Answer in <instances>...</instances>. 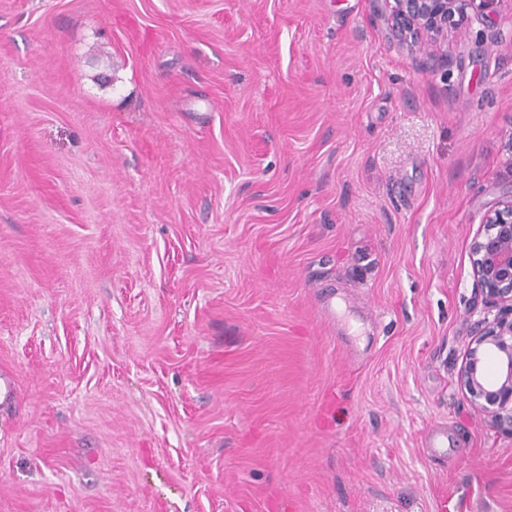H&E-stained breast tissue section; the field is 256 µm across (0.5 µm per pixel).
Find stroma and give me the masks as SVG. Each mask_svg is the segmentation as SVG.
<instances>
[{
	"label": "stroma",
	"instance_id": "obj_1",
	"mask_svg": "<svg viewBox=\"0 0 512 512\" xmlns=\"http://www.w3.org/2000/svg\"><path fill=\"white\" fill-rule=\"evenodd\" d=\"M436 53L385 0H0V512H512L457 385L512 0Z\"/></svg>",
	"mask_w": 512,
	"mask_h": 512
}]
</instances>
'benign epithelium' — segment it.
<instances>
[{
	"label": "benign epithelium",
	"instance_id": "7a95c632",
	"mask_svg": "<svg viewBox=\"0 0 512 512\" xmlns=\"http://www.w3.org/2000/svg\"><path fill=\"white\" fill-rule=\"evenodd\" d=\"M501 0H393V26L419 54L434 57V47L448 40L469 14L488 18ZM483 230L473 238V273L485 304L497 310L483 321L458 371V384L472 409L494 427L512 433V194L488 210ZM496 361L494 378L484 363Z\"/></svg>",
	"mask_w": 512,
	"mask_h": 512
}]
</instances>
